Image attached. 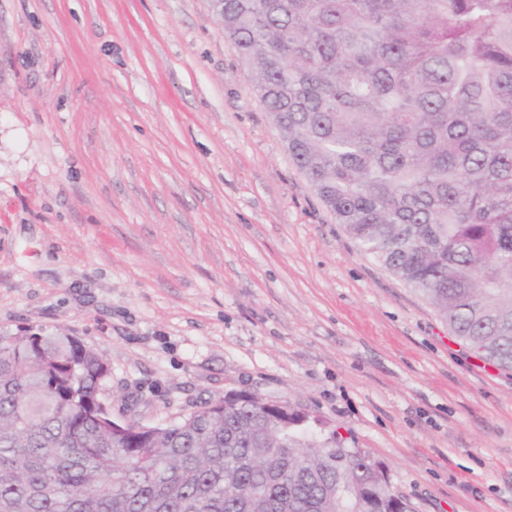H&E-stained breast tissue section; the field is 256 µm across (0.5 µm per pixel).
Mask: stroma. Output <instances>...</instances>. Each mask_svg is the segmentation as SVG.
Segmentation results:
<instances>
[{
    "label": "stroma",
    "mask_w": 512,
    "mask_h": 512,
    "mask_svg": "<svg viewBox=\"0 0 512 512\" xmlns=\"http://www.w3.org/2000/svg\"><path fill=\"white\" fill-rule=\"evenodd\" d=\"M102 353L114 419L256 395L416 512H512V372L363 252L207 0H0V329Z\"/></svg>",
    "instance_id": "stroma-1"
}]
</instances>
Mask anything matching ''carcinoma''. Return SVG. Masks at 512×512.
<instances>
[{
	"label": "carcinoma",
	"mask_w": 512,
	"mask_h": 512,
	"mask_svg": "<svg viewBox=\"0 0 512 512\" xmlns=\"http://www.w3.org/2000/svg\"><path fill=\"white\" fill-rule=\"evenodd\" d=\"M336 223L512 372V0H214ZM102 355L0 331V512H414L385 469L281 403L112 426Z\"/></svg>",
	"instance_id": "obj_1"
}]
</instances>
